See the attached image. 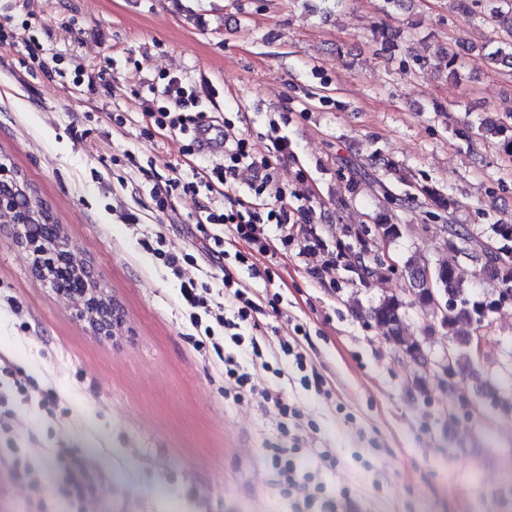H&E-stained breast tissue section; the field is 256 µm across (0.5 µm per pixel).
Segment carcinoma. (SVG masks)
Instances as JSON below:
<instances>
[{"mask_svg":"<svg viewBox=\"0 0 512 512\" xmlns=\"http://www.w3.org/2000/svg\"><path fill=\"white\" fill-rule=\"evenodd\" d=\"M508 9L493 7L487 14V22L499 37L488 40L490 51L484 55L486 63L499 71L512 73V0H504ZM512 133V114L498 124L484 127L482 134L487 137H502ZM15 201L12 211L0 214L9 224H48L55 221L50 216L43 201L31 190L27 182L19 178L16 184L7 190ZM428 201L437 210L434 217L447 212L456 206V201L430 188L427 190ZM449 247L455 252L471 243L480 244V240L469 229L455 224L445 225ZM493 229L501 240V254L486 256L481 261L480 272L485 274V282L489 288L482 297H474V289L465 284L459 276L454 260H441L431 264L417 252L408 256L400 270L401 278L414 290V297L404 301L397 293L385 295L378 302L369 306L365 316L387 329L386 339L396 350L408 355L415 364H420L423 354L414 350L418 342L404 333V318L406 308L416 305L428 310L438 318L440 327L446 330V335L453 336L458 326L470 328L491 312L490 305L494 302L493 295L501 288L512 289V224H495ZM431 269L437 273L438 282L433 289L415 287L414 276L422 271ZM386 274L381 268L364 261L360 272L356 273L358 284L366 286L375 277ZM348 282L355 281L344 276ZM453 365L460 377L467 376L474 369V360L467 346V340H462L452 351Z\"/></svg>","mask_w":512,"mask_h":512,"instance_id":"obj_1","label":"carcinoma"}]
</instances>
